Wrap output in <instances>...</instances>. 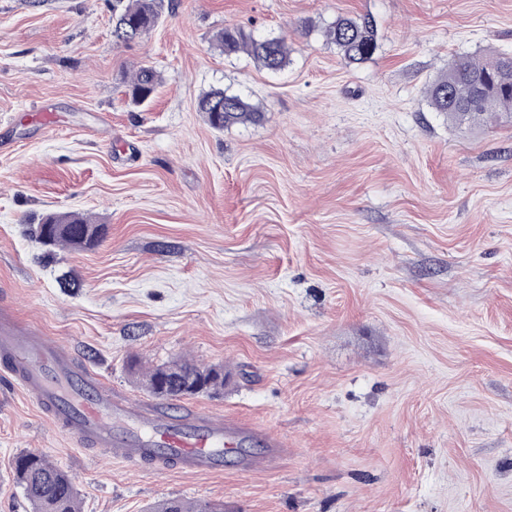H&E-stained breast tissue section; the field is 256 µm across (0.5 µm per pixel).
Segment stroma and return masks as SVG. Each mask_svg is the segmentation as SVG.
I'll use <instances>...</instances> for the list:
<instances>
[{
	"mask_svg": "<svg viewBox=\"0 0 512 512\" xmlns=\"http://www.w3.org/2000/svg\"><path fill=\"white\" fill-rule=\"evenodd\" d=\"M364 15L379 46L349 66L321 29ZM113 19L0 0V306L146 405L131 362L224 365L222 394L183 405L283 446L219 473L124 463L0 375V512H30L26 451L81 512H512V127L461 134L427 97L455 59L512 52V0H162L133 42ZM227 25L285 39L287 66L224 55ZM143 64L160 86L137 106ZM215 88L265 121L212 128ZM51 212L107 235L46 248ZM151 512H224V504L206 500L189 502L180 498H169L159 502Z\"/></svg>",
	"mask_w": 512,
	"mask_h": 512,
	"instance_id": "1",
	"label": "stroma"
}]
</instances>
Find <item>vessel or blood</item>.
<instances>
[{"label":"vessel or blood","instance_id":"obj_1","mask_svg":"<svg viewBox=\"0 0 512 512\" xmlns=\"http://www.w3.org/2000/svg\"><path fill=\"white\" fill-rule=\"evenodd\" d=\"M0 362L76 442L111 449L124 462L149 448L180 460L188 473L218 471L251 429L183 408L176 399L150 412L113 394L79 367L71 351L41 330L19 335L9 312L0 313Z\"/></svg>","mask_w":512,"mask_h":512}]
</instances>
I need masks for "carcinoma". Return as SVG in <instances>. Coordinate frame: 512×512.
<instances>
[{
    "label": "carcinoma",
    "instance_id": "cac0c4a2",
    "mask_svg": "<svg viewBox=\"0 0 512 512\" xmlns=\"http://www.w3.org/2000/svg\"><path fill=\"white\" fill-rule=\"evenodd\" d=\"M161 0H115L118 20L145 35L159 19ZM326 40L336 45L348 64L363 63L378 48L375 20L366 15L339 16L323 31ZM224 54L245 52L262 67L277 71L288 61V48L280 38H256L238 26H226L217 34ZM160 84L151 66H142L128 85V95L136 105L147 102ZM432 108L443 114L448 124L460 131H472L492 119L512 125V52L496 51L479 58L462 57L448 66V72L427 89ZM209 124L217 129L237 124H259L266 113L238 94L222 89L206 93L198 103ZM89 220L79 213H49L37 225L38 235L54 237L51 246L78 248L75 236L90 228ZM224 367H200L180 360L155 368L141 376L146 389L159 398H183L188 395H216L224 390ZM14 470L31 512H80V497L73 477L53 464L46 455L26 452L14 461ZM151 512H224V504L206 500L184 501L169 498Z\"/></svg>",
    "mask_w": 512,
    "mask_h": 512
}]
</instances>
